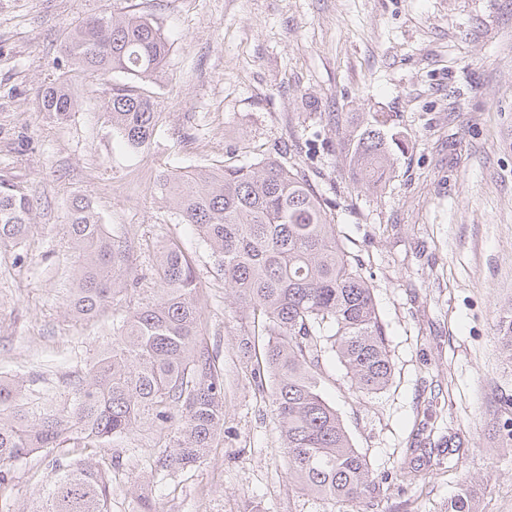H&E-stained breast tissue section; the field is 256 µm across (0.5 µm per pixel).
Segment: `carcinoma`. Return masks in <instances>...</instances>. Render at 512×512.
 Segmentation results:
<instances>
[{"label": "carcinoma", "instance_id": "cac0c4a2", "mask_svg": "<svg viewBox=\"0 0 512 512\" xmlns=\"http://www.w3.org/2000/svg\"><path fill=\"white\" fill-rule=\"evenodd\" d=\"M65 54L90 76L119 72L107 115L132 149L149 145L157 124L145 85L166 63L168 44L147 19L105 14L68 34ZM43 112L65 119L75 101L64 82L40 96ZM359 181L386 182L389 153L376 126L355 146ZM155 190L181 223L211 250L224 287L252 317L263 337V371L274 378L272 406L283 439L288 475L303 491L335 502L359 503L380 493L366 455L353 445L322 394V359L341 362L358 396L386 389L393 377L386 330L374 288L361 264L336 236L318 196L301 172L281 157L255 163L234 156L209 169L162 172ZM33 204L23 191L0 185V246L26 240ZM68 236L75 253L70 314L95 318L122 292L129 246L111 237L92 203L69 207ZM158 298L129 312L88 367L66 379L60 394L34 390L0 376V485L11 468L45 448H76L54 460L47 489L27 512H112V462L102 449L143 423L175 421L154 472L197 463L224 432V375L198 344L202 325L198 280L176 244L159 256ZM446 512H473L468 488Z\"/></svg>", "mask_w": 512, "mask_h": 512}]
</instances>
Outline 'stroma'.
<instances>
[{"instance_id":"1","label":"stroma","mask_w":512,"mask_h":512,"mask_svg":"<svg viewBox=\"0 0 512 512\" xmlns=\"http://www.w3.org/2000/svg\"><path fill=\"white\" fill-rule=\"evenodd\" d=\"M135 13L170 51L148 90L159 112L145 149L128 150L106 107L123 74L68 65L64 42L83 20ZM77 107L41 111L52 83ZM390 145L393 173L357 183L354 145L369 124ZM285 153L305 171L338 238L375 289L394 364L391 384L358 398L334 357L323 395L381 481L360 507L298 489L270 394L254 383L251 326L209 247L154 190L160 172L233 154ZM0 185L33 202L34 228L0 248V375L62 391L127 313L154 301L163 247L175 244L200 282L199 340L224 373V433L200 463L158 476L164 449L145 424L107 448L112 512H444L467 486L476 512H512V0H0ZM91 199L106 231L130 245L128 290L97 319L67 306L74 197ZM462 440L456 469L428 462L441 437ZM58 450L14 466L0 503L25 512ZM426 472L401 483V466Z\"/></svg>"}]
</instances>
